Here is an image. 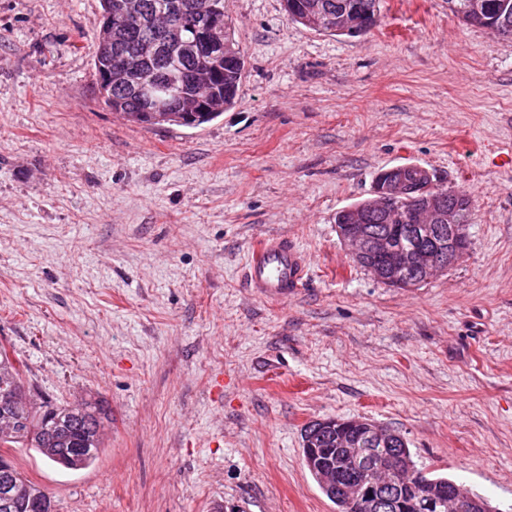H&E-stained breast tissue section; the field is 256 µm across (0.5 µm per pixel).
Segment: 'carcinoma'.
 <instances>
[{
    "instance_id": "cac0c4a2",
    "label": "carcinoma",
    "mask_w": 512,
    "mask_h": 512,
    "mask_svg": "<svg viewBox=\"0 0 512 512\" xmlns=\"http://www.w3.org/2000/svg\"><path fill=\"white\" fill-rule=\"evenodd\" d=\"M101 14L120 17L134 5L139 17L125 30L126 53L129 62L125 67H114L110 74L108 94H99L104 108L128 115V121L157 126L151 111L179 112L184 110L190 95L188 73L202 69L215 71V90L224 100V108L233 105L242 80L245 61L234 37V30L224 13V0H214L216 40L213 47L187 45L191 31L188 17L197 0H99ZM492 13L499 15L512 32V0H487ZM377 0H283L289 20L305 24V14L315 6L314 31L336 36L334 15L336 6L346 5L363 13L368 27L376 24ZM468 0H448V9L465 23L482 25L480 19L469 14ZM112 55L111 44L100 29L96 49L92 56L95 75H100ZM373 233H387L396 241L407 244V237L395 224H386L379 214L368 222ZM7 415L18 424L9 436H0V448H32L48 461L70 470L85 469L94 464L101 453L104 429L101 424L106 412L97 400L55 406L49 402L34 407L29 400L21 373L15 362L0 348V415ZM351 447H334L335 439L325 432L317 439L318 447L328 449L336 466V484L346 487L369 470L385 474L393 490L399 491L403 500H425L433 497L448 498V489L456 481L443 476H427L411 467L412 484L401 486L400 468L412 460L408 444L395 441L391 444H374L365 433L348 424ZM55 452L47 453L45 449ZM12 468V499L9 508L0 512H30V506L48 497L46 490L25 476L16 466Z\"/></svg>"
}]
</instances>
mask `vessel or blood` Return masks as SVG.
<instances>
[{
    "label": "vessel or blood",
    "mask_w": 512,
    "mask_h": 512,
    "mask_svg": "<svg viewBox=\"0 0 512 512\" xmlns=\"http://www.w3.org/2000/svg\"><path fill=\"white\" fill-rule=\"evenodd\" d=\"M307 271L308 259L292 241L266 238L249 258L246 284L260 297L284 301L300 288Z\"/></svg>",
    "instance_id": "vessel-or-blood-1"
}]
</instances>
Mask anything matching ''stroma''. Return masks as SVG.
I'll return each instance as SVG.
<instances>
[{"mask_svg": "<svg viewBox=\"0 0 512 512\" xmlns=\"http://www.w3.org/2000/svg\"><path fill=\"white\" fill-rule=\"evenodd\" d=\"M224 11L235 104L146 128L99 102V0H0V346L34 403L112 415L88 468L11 456L56 512H336L302 432L365 418L512 512V39L448 0H378L357 38L281 0ZM407 162L473 216L462 261L394 288L336 214ZM270 235L309 259L285 302L246 286Z\"/></svg>", "mask_w": 512, "mask_h": 512, "instance_id": "35a3bbf8", "label": "stroma"}]
</instances>
